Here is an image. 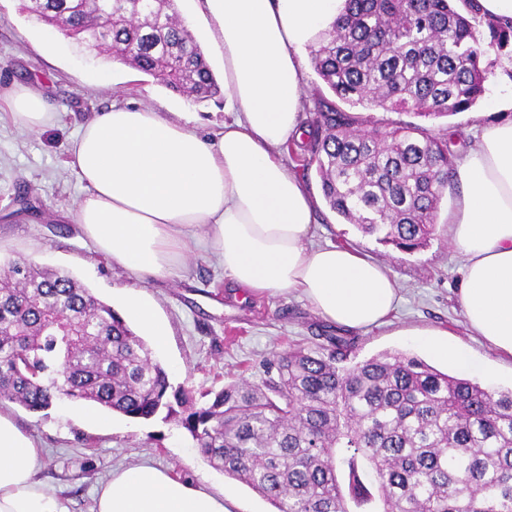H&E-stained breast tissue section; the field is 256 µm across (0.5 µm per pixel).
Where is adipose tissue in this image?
<instances>
[{
    "label": "adipose tissue",
    "instance_id": "obj_1",
    "mask_svg": "<svg viewBox=\"0 0 512 512\" xmlns=\"http://www.w3.org/2000/svg\"><path fill=\"white\" fill-rule=\"evenodd\" d=\"M345 0H199L224 55L225 111L211 136L185 113L113 102L72 139L66 165L83 193L73 217L96 249L133 277L172 275L191 241L255 295L297 292L325 322L385 323L401 300L391 269L356 250L311 241L318 200L280 148L302 134L303 51ZM14 124L51 125L39 86L6 99ZM448 215L464 263L458 303L469 328L512 359V120L476 128ZM39 442L0 412V512H67L37 479ZM92 512H229L223 491L147 463L113 470Z\"/></svg>",
    "mask_w": 512,
    "mask_h": 512
}]
</instances>
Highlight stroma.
I'll list each match as a JSON object with an SVG mask.
<instances>
[{"label": "stroma", "instance_id": "stroma-1", "mask_svg": "<svg viewBox=\"0 0 512 512\" xmlns=\"http://www.w3.org/2000/svg\"><path fill=\"white\" fill-rule=\"evenodd\" d=\"M175 8L205 51L216 79H223L224 56L212 45L196 0H175ZM101 69L111 72L110 85L93 84L94 73ZM28 84L41 86L57 120L36 133L0 121V264L25 259L65 270L118 311L127 288L144 291L169 328L158 356L170 383L176 390L192 389L197 397L234 383H261L262 363L273 353L316 344L325 323L295 292L248 294L198 249L167 280L136 281L94 250L71 215L82 188L64 160L77 128L94 112L116 99L159 112H186L208 134L231 118L223 96L188 101L135 68L112 64L97 50L65 38L23 10L21 0H0V95ZM508 118L511 109L483 113L474 108L435 119L433 125L460 131L453 147L459 155L475 126ZM458 192L455 182L445 189L436 234L421 250L405 253L379 244L325 205L317 211L312 241L350 247L382 261L399 282L402 302L390 319L358 331L359 359L399 351L437 365V358L416 342V333L425 332L441 342L466 345L491 369L489 386L510 388L512 361L469 330L457 302L463 272L448 235V213ZM0 409L40 442L39 477L68 512H90L112 469L144 460L193 483L223 489L232 512H271L270 504L247 486L213 469L189 433L163 416L131 420L110 414L98 423L87 418L84 404L71 402L37 413L8 401Z\"/></svg>", "mask_w": 512, "mask_h": 512}]
</instances>
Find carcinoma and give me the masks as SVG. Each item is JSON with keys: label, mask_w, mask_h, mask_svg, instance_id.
Listing matches in <instances>:
<instances>
[{"label": "carcinoma", "mask_w": 512, "mask_h": 512, "mask_svg": "<svg viewBox=\"0 0 512 512\" xmlns=\"http://www.w3.org/2000/svg\"><path fill=\"white\" fill-rule=\"evenodd\" d=\"M471 3L346 0L310 45L330 96L314 99L302 170L315 169L337 216L401 251L435 235L457 133L366 124L350 110L440 118L473 108L485 59L512 42V27L488 20L480 39ZM23 9L195 102L220 93L169 0H24ZM322 339L276 354L259 386L226 387L202 406L182 389L173 405L166 368L90 288L31 261L0 266L1 402L38 412L85 401L145 420L164 410L215 469L275 512H512V389L402 352L359 361L346 330Z\"/></svg>", "instance_id": "1"}]
</instances>
